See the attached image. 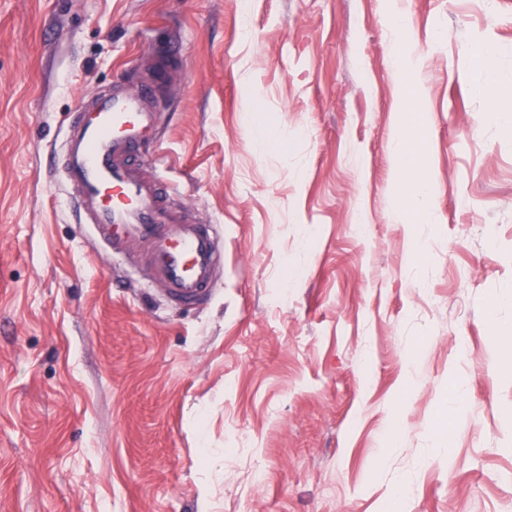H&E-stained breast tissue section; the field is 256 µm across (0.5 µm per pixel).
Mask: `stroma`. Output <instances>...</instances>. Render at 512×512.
I'll use <instances>...</instances> for the list:
<instances>
[{"instance_id":"stroma-1","label":"stroma","mask_w":512,"mask_h":512,"mask_svg":"<svg viewBox=\"0 0 512 512\" xmlns=\"http://www.w3.org/2000/svg\"><path fill=\"white\" fill-rule=\"evenodd\" d=\"M398 14L430 224L396 215ZM486 44L512 86V0H0V512H512ZM152 76L158 172L224 249L193 308L55 173L82 99ZM476 82L478 87H495L498 82L496 52L489 46L481 48L476 61Z\"/></svg>"}]
</instances>
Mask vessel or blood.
<instances>
[{
	"label": "vessel or blood",
	"mask_w": 512,
	"mask_h": 512,
	"mask_svg": "<svg viewBox=\"0 0 512 512\" xmlns=\"http://www.w3.org/2000/svg\"><path fill=\"white\" fill-rule=\"evenodd\" d=\"M155 86L140 83L83 100L66 129L60 178L72 191L81 223L107 247L146 246V263L170 301L194 305L211 290L223 260L209 225L171 202L147 155L159 113Z\"/></svg>",
	"instance_id": "vessel-or-blood-1"
}]
</instances>
